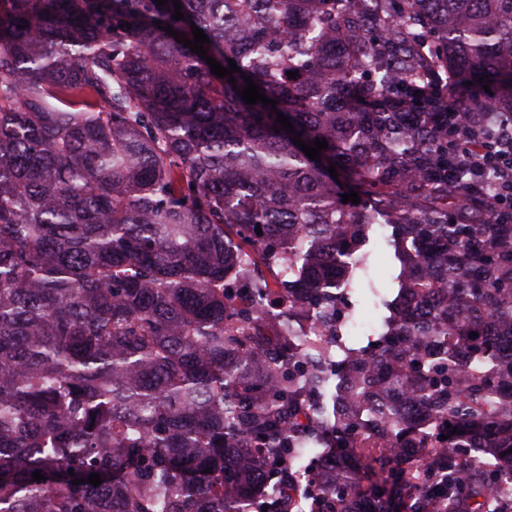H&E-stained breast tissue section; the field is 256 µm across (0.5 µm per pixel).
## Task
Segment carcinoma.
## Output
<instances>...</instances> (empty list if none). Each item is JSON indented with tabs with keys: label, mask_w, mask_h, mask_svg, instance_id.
Wrapping results in <instances>:
<instances>
[{
	"label": "carcinoma",
	"mask_w": 512,
	"mask_h": 512,
	"mask_svg": "<svg viewBox=\"0 0 512 512\" xmlns=\"http://www.w3.org/2000/svg\"><path fill=\"white\" fill-rule=\"evenodd\" d=\"M179 3L0 0V512H243L275 462L293 479L300 386L321 377L268 357L232 296L262 264L289 313L318 314L380 222L422 245L397 282L426 316L403 307L353 352L333 447L371 412L370 496L411 478L398 381L438 420L426 463L446 448L474 474L468 449H493L465 490L485 512L512 491V221L452 219L481 216L494 175L448 164V107L512 113V0ZM157 21L203 30L236 83ZM246 76L276 107L245 103ZM363 492L332 475L321 512Z\"/></svg>",
	"instance_id": "obj_1"
}]
</instances>
